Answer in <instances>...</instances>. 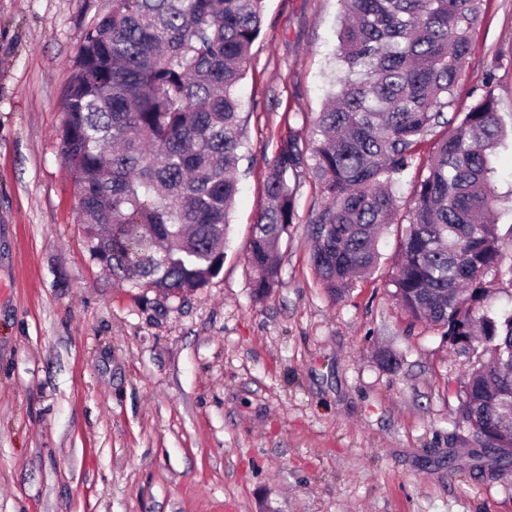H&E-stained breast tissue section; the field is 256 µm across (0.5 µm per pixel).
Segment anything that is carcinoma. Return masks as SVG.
Masks as SVG:
<instances>
[{"label": "carcinoma", "mask_w": 512, "mask_h": 512, "mask_svg": "<svg viewBox=\"0 0 512 512\" xmlns=\"http://www.w3.org/2000/svg\"><path fill=\"white\" fill-rule=\"evenodd\" d=\"M336 91L307 133L282 141L265 178L267 204L248 245L255 293L279 283L278 252L296 212L290 180L314 170L327 204L311 226V262L342 298L378 269L381 234L401 230L393 296L443 330L468 363L457 423L473 466L512 465V286L498 220L493 157L512 139L484 93L440 140L400 211L394 177L454 103L482 0H341ZM263 0H112L95 18L63 98L62 154L80 189L94 258L112 276L169 295L206 285L224 265L244 147L236 87L261 32Z\"/></svg>", "instance_id": "1"}]
</instances>
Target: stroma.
Instances as JSON below:
<instances>
[{
    "instance_id": "obj_1",
    "label": "stroma",
    "mask_w": 512,
    "mask_h": 512,
    "mask_svg": "<svg viewBox=\"0 0 512 512\" xmlns=\"http://www.w3.org/2000/svg\"><path fill=\"white\" fill-rule=\"evenodd\" d=\"M111 7L0 0V512H512V468L472 470L454 424L464 358L392 295L396 229L378 272L331 298L310 261L326 201L304 171L280 282L255 294L265 173L334 90L339 0H264L224 266L170 296L93 258L61 155L73 61ZM489 70L512 113V0H483L445 119Z\"/></svg>"
}]
</instances>
